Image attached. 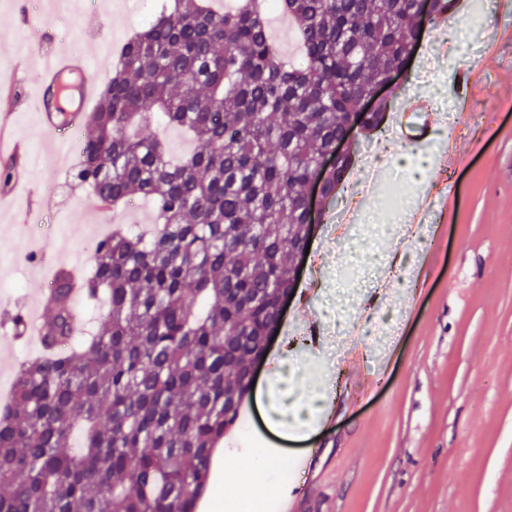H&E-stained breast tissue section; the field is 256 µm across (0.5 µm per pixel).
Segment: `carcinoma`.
<instances>
[{
    "mask_svg": "<svg viewBox=\"0 0 512 512\" xmlns=\"http://www.w3.org/2000/svg\"><path fill=\"white\" fill-rule=\"evenodd\" d=\"M299 45L285 60L267 0L212 10L160 0L114 60L112 96L86 116L77 165L95 203L152 200L148 232L115 226L78 281L58 270L42 336L0 411V512H195L214 452L251 393L265 328L295 289L312 177L336 200L355 151L329 171L364 98L409 69L417 0H278ZM388 100L360 130L383 131ZM183 129L175 160L158 127ZM103 300L96 333L76 302ZM80 433L81 442L73 444Z\"/></svg>",
    "mask_w": 512,
    "mask_h": 512,
    "instance_id": "cac0c4a2",
    "label": "carcinoma"
}]
</instances>
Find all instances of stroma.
<instances>
[{
  "label": "stroma",
  "instance_id": "obj_1",
  "mask_svg": "<svg viewBox=\"0 0 512 512\" xmlns=\"http://www.w3.org/2000/svg\"><path fill=\"white\" fill-rule=\"evenodd\" d=\"M155 11L156 0H110L100 14L85 6L60 14L46 0H0V52L11 55L0 81L18 85L12 122L32 156L28 182L0 200V226L10 229L0 238V322L49 288L50 269L90 268L86 229L111 230L74 166L38 163L50 139L30 109L34 69L21 59L39 48L71 49L93 57L94 78L106 86L112 61L99 57V44L118 51ZM457 18L477 37L501 34L491 45H460L462 68L479 69L481 90L465 95L459 74L436 67L419 91L436 123H413L395 137L397 159L363 202L353 247L336 250L332 268L314 264L325 245L317 230L300 263L302 290L270 344L300 343L288 386L297 398L324 395L325 421L272 432L265 402L247 401L244 421L215 453L208 499L227 506L254 499L270 512H280L284 497L295 512H512V14ZM453 106L477 119L459 130L461 150L448 172L437 151ZM446 178L457 186L454 196L430 197L431 184ZM424 205L431 245L415 257L408 286L390 289L376 307L393 317L398 335L383 353L371 338L351 336L350 348L369 366L354 376L337 367L328 382L315 371L311 327L357 321L352 289L384 270L393 225ZM260 463L268 482L243 485Z\"/></svg>",
  "mask_w": 512,
  "mask_h": 512
}]
</instances>
